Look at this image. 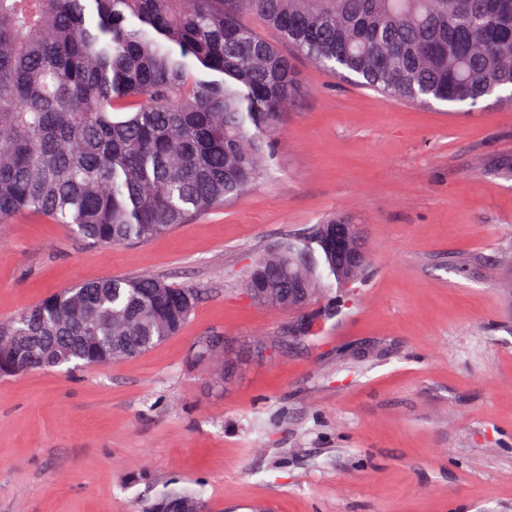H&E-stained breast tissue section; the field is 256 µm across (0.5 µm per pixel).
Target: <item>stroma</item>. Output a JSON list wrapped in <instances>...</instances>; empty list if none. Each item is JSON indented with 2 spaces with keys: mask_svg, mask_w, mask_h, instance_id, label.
I'll use <instances>...</instances> for the list:
<instances>
[{
  "mask_svg": "<svg viewBox=\"0 0 512 512\" xmlns=\"http://www.w3.org/2000/svg\"><path fill=\"white\" fill-rule=\"evenodd\" d=\"M244 21L300 92L241 196L112 247L0 223V326L111 275L202 292L140 356L0 377V512H140L173 487L205 512H512V104L386 98ZM331 217L359 226L368 273L282 342L290 316L245 297L249 268ZM213 335L226 381L194 355Z\"/></svg>",
  "mask_w": 512,
  "mask_h": 512,
  "instance_id": "stroma-1",
  "label": "stroma"
}]
</instances>
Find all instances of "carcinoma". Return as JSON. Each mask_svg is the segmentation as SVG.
I'll return each instance as SVG.
<instances>
[{"label":"carcinoma","mask_w":512,"mask_h":512,"mask_svg":"<svg viewBox=\"0 0 512 512\" xmlns=\"http://www.w3.org/2000/svg\"><path fill=\"white\" fill-rule=\"evenodd\" d=\"M255 14L323 69L354 75L388 97L473 107L512 103V0H0V222L27 215L68 226L97 246L165 234L241 194L262 174L264 135L298 94L294 67L243 22ZM318 224L252 264L245 289L281 263L306 297L280 288L256 303L293 315L288 338L312 335L307 306L353 284ZM100 321L94 341L58 327L73 294ZM202 296L150 275L109 276L58 291L0 327L37 337L17 373L139 356L178 334ZM195 356L229 374L224 341ZM193 494L171 489L143 512Z\"/></svg>","instance_id":"1"}]
</instances>
